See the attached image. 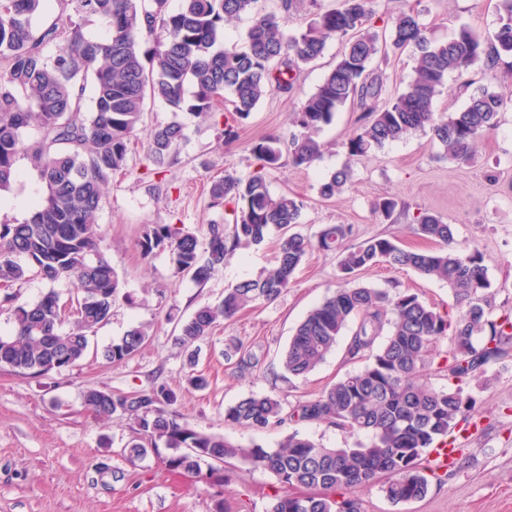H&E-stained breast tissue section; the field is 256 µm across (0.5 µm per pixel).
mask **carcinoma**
Wrapping results in <instances>:
<instances>
[{
  "label": "carcinoma",
  "instance_id": "cac0c4a2",
  "mask_svg": "<svg viewBox=\"0 0 512 512\" xmlns=\"http://www.w3.org/2000/svg\"><path fill=\"white\" fill-rule=\"evenodd\" d=\"M53 2L57 15L44 17ZM304 2L281 0L280 10L269 11L262 0H182L172 11L168 0H0V192L11 189L21 157L45 187L28 218L0 224V288L22 284L34 270L49 281H73L80 309L72 328L62 332L63 305L55 292L17 306L14 334L0 337V364L21 373L76 364L87 351L88 333L110 317L120 280L99 253L96 226L104 190L126 170L129 143L149 101L203 120L222 113L224 135L233 141L265 97L291 90L297 73L323 56L329 43L343 44L329 73L293 113L289 135L250 143L259 169L247 176L226 172L211 181L212 202L233 204L232 223L209 225L204 248L194 232L175 224L143 230L138 241L143 255L169 251L176 273L200 285L237 249L261 244L274 228L301 223L304 201L271 192L267 173L285 163L311 166L324 147L320 132L346 105L359 112L356 131L345 143L355 159L411 133L428 132L445 158L465 162L478 141L497 129L505 102L484 87L456 110L440 112L436 100L449 75L478 64L488 71L512 55V0H498L492 37L462 25L449 39L432 37L413 8L393 11L377 25L374 0H339L336 7L314 11L306 27L287 32L285 16ZM242 16L251 21L243 45H226L225 26ZM95 23L104 25L105 36L85 32ZM407 49L412 78L392 93L376 60ZM226 99L232 105L227 113ZM184 138L179 122L154 127L149 153L155 169L169 165ZM351 177L348 165L332 173L321 196L342 193ZM414 230L439 248L407 250L397 239L379 235L346 247L351 228L344 224H327L312 238L291 233L281 240L271 268L224 291L219 303L197 308L179 327L180 343L190 347L241 310L274 301L290 288L314 248L335 252L346 275L382 263L446 283L460 309L454 319L415 293L336 289L299 323L281 370L294 378L313 372L349 329L344 360L365 365L287 410L271 395L251 394L224 411L225 421L252 430L288 421L327 424L364 435L365 441L326 448L294 430L271 449L207 434L169 411L177 396L163 383L123 396L90 389L85 404L101 417L133 420L137 439L126 446L132 459H146L162 444L171 450L165 462L172 470L199 474L205 466L213 472L233 460L273 474L280 491L267 512H363L356 490L374 482L395 505L425 498L432 451L477 404L464 386L512 351V316L493 318L484 256L450 249L453 225L424 212ZM149 330L145 324L132 326L106 347L105 357L112 362L133 357ZM448 334L453 348L442 355L438 343ZM233 353L241 368H262L242 343ZM433 363L447 387L437 389L421 374ZM297 489L311 493L299 498Z\"/></svg>",
  "mask_w": 512,
  "mask_h": 512
}]
</instances>
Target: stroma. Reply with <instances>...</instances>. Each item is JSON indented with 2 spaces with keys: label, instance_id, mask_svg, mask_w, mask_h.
Masks as SVG:
<instances>
[{
  "label": "stroma",
  "instance_id": "1",
  "mask_svg": "<svg viewBox=\"0 0 512 512\" xmlns=\"http://www.w3.org/2000/svg\"><path fill=\"white\" fill-rule=\"evenodd\" d=\"M407 2L423 10L439 38L451 37L462 24L489 36L498 25V0ZM340 49L339 42L330 43L290 91L262 100L230 143L224 140L223 119L202 125L162 103L148 105L130 144L128 171L113 178L100 212L99 249L121 282L110 319L95 328L86 356L74 366L33 375L0 365V512H216L221 503L231 512H267L277 488L270 473L241 465L220 476H191L168 469L161 455L130 459L125 447L134 437L131 422L99 417L85 406L83 395L91 388L142 392L162 382L177 396L173 410L180 421L208 434L273 448L288 427L253 431L233 426L224 420L225 409L252 392L293 404L351 371L339 349L307 378L290 381L240 372L231 353L241 342L262 354L266 364L278 366L306 313L343 285L334 254L311 252L279 298L219 324L188 350L177 342L178 320L201 305L218 303L225 288L272 265L282 234L272 231L263 243L238 249L203 285L177 275L169 251L146 257L137 246L148 224H182L206 240L209 225L223 223L231 211L212 204L211 180L227 171L246 175L257 169L250 142L287 136L292 112L329 72ZM475 84L502 96L507 105L497 129L463 163L442 159L439 146L420 132L350 161L345 144L356 130L357 114L349 106L337 112L322 131L326 149L321 158L307 168L284 166L268 177L273 192L306 202L295 232L311 237L321 225L349 224V244L383 235L396 237L404 248L426 250L431 241L411 233L409 226L419 213L439 215L454 225L457 251L484 254L495 311L512 314V62L449 77V90L437 101L439 111L460 108ZM172 121L184 125L186 139L176 160L158 174L148 158L149 131ZM346 164L353 169L347 190L321 197V183ZM384 195L404 203L407 215L391 222L374 213L373 202ZM354 281L408 291L444 310L455 308L446 284L407 268L377 265ZM138 323L151 327L140 352L119 363L107 360L104 349ZM192 370L206 376L205 389L187 384ZM471 387L478 402L458 440L462 454L453 475L431 482L424 499L408 504H392L379 485L360 488L364 512H512V353L490 365Z\"/></svg>",
  "mask_w": 512,
  "mask_h": 512
}]
</instances>
